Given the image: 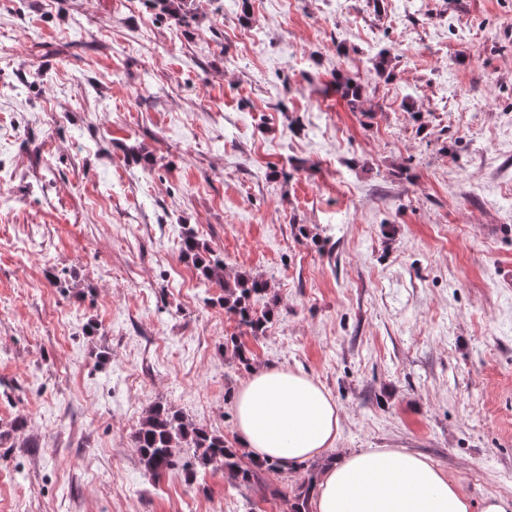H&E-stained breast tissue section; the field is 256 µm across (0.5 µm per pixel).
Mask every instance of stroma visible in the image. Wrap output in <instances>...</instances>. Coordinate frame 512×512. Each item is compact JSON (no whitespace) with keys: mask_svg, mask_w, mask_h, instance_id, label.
Returning a JSON list of instances; mask_svg holds the SVG:
<instances>
[{"mask_svg":"<svg viewBox=\"0 0 512 512\" xmlns=\"http://www.w3.org/2000/svg\"><path fill=\"white\" fill-rule=\"evenodd\" d=\"M184 4L0 0V512H290L311 464L190 484L134 447L157 404L239 446L232 336L330 392L329 456L512 497V0ZM189 228L267 281L265 335ZM181 257L191 261L198 271L199 282L205 287L224 288V311L233 316L239 325L245 326L252 336H260L270 321V313L258 316L253 312V299L267 292V284L258 277L246 273L233 276L224 270V260L213 256L200 242L193 229H186L180 243Z\"/></svg>","mask_w":512,"mask_h":512,"instance_id":"35a3bbf8","label":"stroma"}]
</instances>
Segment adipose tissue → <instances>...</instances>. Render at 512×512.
Wrapping results in <instances>:
<instances>
[{"label":"adipose tissue","mask_w":512,"mask_h":512,"mask_svg":"<svg viewBox=\"0 0 512 512\" xmlns=\"http://www.w3.org/2000/svg\"><path fill=\"white\" fill-rule=\"evenodd\" d=\"M235 414L253 459L286 468L320 461L313 512H470L457 485L421 455L379 448L329 458L339 428L336 403L307 374L252 370L236 394Z\"/></svg>","instance_id":"ef3b65f1"}]
</instances>
